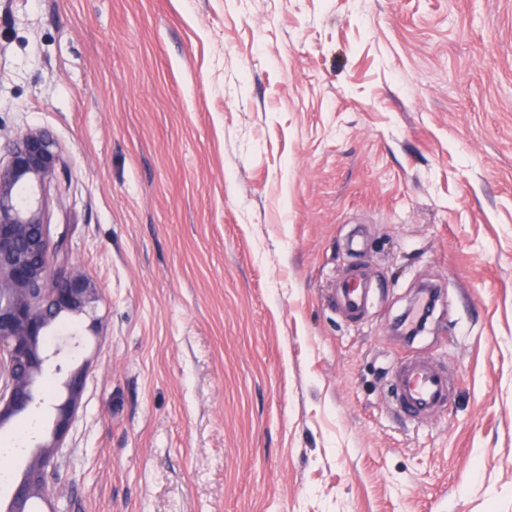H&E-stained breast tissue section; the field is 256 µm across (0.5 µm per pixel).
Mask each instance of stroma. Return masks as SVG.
Returning a JSON list of instances; mask_svg holds the SVG:
<instances>
[{"mask_svg": "<svg viewBox=\"0 0 512 512\" xmlns=\"http://www.w3.org/2000/svg\"><path fill=\"white\" fill-rule=\"evenodd\" d=\"M29 128L99 290L57 512H512V0H0V148ZM411 354L450 380L416 423ZM51 416L0 430V494ZM340 298L346 310L357 317L369 306L372 287L361 274L354 273L345 278L340 285ZM391 385L396 406L409 419L424 420L448 403V372L434 360L403 359L393 368Z\"/></svg>", "mask_w": 512, "mask_h": 512, "instance_id": "obj_1", "label": "stroma"}]
</instances>
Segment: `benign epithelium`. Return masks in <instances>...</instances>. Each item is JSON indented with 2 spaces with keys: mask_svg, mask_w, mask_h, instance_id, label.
<instances>
[{
  "mask_svg": "<svg viewBox=\"0 0 512 512\" xmlns=\"http://www.w3.org/2000/svg\"><path fill=\"white\" fill-rule=\"evenodd\" d=\"M62 169L55 141L42 130H26L10 143L0 160V428L11 425L37 405L33 377L43 374L51 356L47 330L54 319L80 315L98 298L95 284L79 271L58 279L51 267L43 190ZM85 373L68 377L65 401L54 406L52 439L41 445L36 465L11 487L10 512L46 497L45 474L69 430L81 402Z\"/></svg>",
  "mask_w": 512,
  "mask_h": 512,
  "instance_id": "benign-epithelium-1",
  "label": "benign epithelium"
}]
</instances>
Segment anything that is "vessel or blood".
<instances>
[{"mask_svg":"<svg viewBox=\"0 0 512 512\" xmlns=\"http://www.w3.org/2000/svg\"><path fill=\"white\" fill-rule=\"evenodd\" d=\"M340 298L346 310L360 315L369 306L372 288L355 273L340 285ZM393 397L399 411L409 419L422 420L448 403V373L440 363L410 356L393 369Z\"/></svg>","mask_w":512,"mask_h":512,"instance_id":"b4317fda","label":"vessel or blood"}]
</instances>
